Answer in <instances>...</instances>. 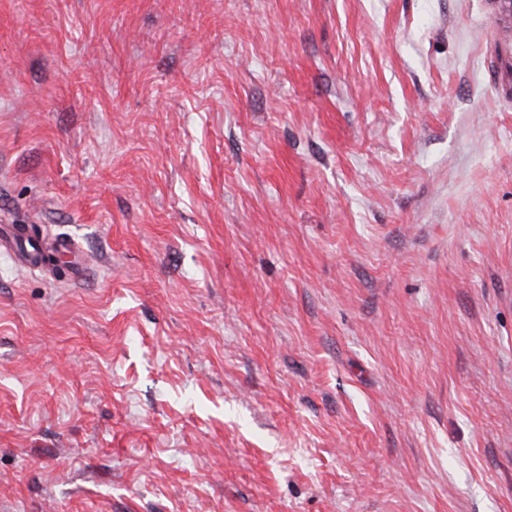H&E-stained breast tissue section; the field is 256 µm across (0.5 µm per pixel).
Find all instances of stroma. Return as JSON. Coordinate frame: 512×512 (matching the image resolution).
<instances>
[{"mask_svg": "<svg viewBox=\"0 0 512 512\" xmlns=\"http://www.w3.org/2000/svg\"><path fill=\"white\" fill-rule=\"evenodd\" d=\"M0 512H512L497 0H0Z\"/></svg>", "mask_w": 512, "mask_h": 512, "instance_id": "stroma-1", "label": "stroma"}]
</instances>
